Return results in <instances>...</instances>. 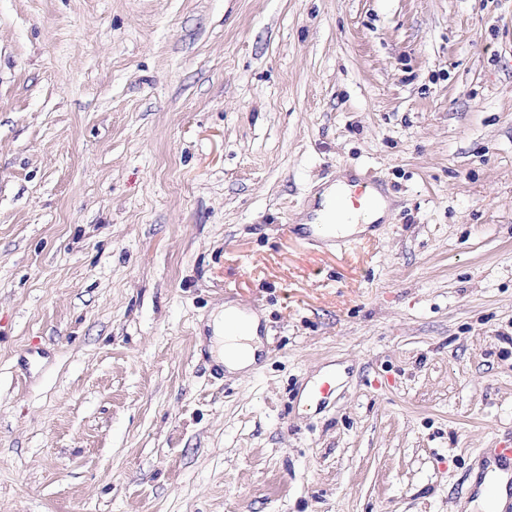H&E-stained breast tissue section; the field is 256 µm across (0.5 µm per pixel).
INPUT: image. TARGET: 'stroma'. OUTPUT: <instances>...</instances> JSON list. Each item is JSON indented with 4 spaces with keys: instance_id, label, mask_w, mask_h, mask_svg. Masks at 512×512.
<instances>
[{
    "instance_id": "stroma-1",
    "label": "stroma",
    "mask_w": 512,
    "mask_h": 512,
    "mask_svg": "<svg viewBox=\"0 0 512 512\" xmlns=\"http://www.w3.org/2000/svg\"><path fill=\"white\" fill-rule=\"evenodd\" d=\"M509 445L512 0H0V512H463ZM346 177L336 181L335 185L325 188L317 197L320 200L319 208L314 213L322 215L333 200L335 191L345 186ZM347 188L337 192L333 200L332 215L334 219H327L318 224H290L288 231L294 238L303 243H336L351 240L352 236H343L344 228L355 224L365 214L374 209L378 204V199L373 190H378L381 186L373 178L363 177L347 184ZM336 206L339 217L336 218ZM388 205L385 199H382L381 206L372 213L365 215L363 224H372L386 215ZM366 226L360 227L356 224L348 229L349 233L364 231ZM231 315H237L243 321L238 333L232 335L225 331ZM208 325L212 326V339L218 344V360L223 359L224 367L230 373L247 374L256 361L257 352L261 349V339L258 336L260 317L256 313L242 316L236 305L226 303L224 310L218 312Z\"/></svg>"
}]
</instances>
